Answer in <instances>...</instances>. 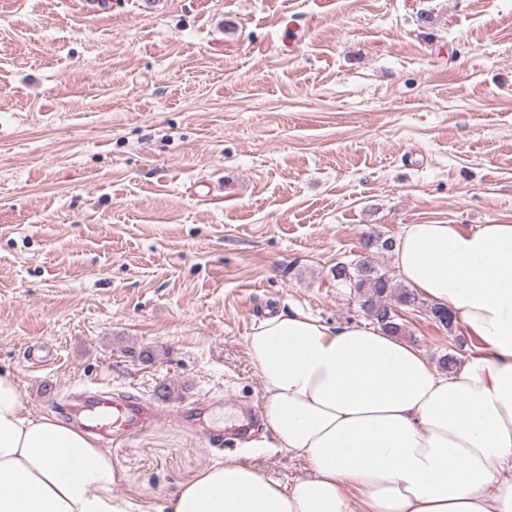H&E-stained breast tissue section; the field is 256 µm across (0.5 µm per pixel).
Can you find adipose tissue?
<instances>
[{
    "label": "adipose tissue",
    "instance_id": "obj_1",
    "mask_svg": "<svg viewBox=\"0 0 512 512\" xmlns=\"http://www.w3.org/2000/svg\"><path fill=\"white\" fill-rule=\"evenodd\" d=\"M394 263L475 338L454 370L378 326L264 318L246 338L264 421L307 474L229 460L153 512H512V224H409ZM119 479L105 448L35 414L0 370V512H133Z\"/></svg>",
    "mask_w": 512,
    "mask_h": 512
}]
</instances>
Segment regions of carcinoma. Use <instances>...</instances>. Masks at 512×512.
<instances>
[{"mask_svg": "<svg viewBox=\"0 0 512 512\" xmlns=\"http://www.w3.org/2000/svg\"><path fill=\"white\" fill-rule=\"evenodd\" d=\"M333 277L336 284L353 291L367 317L391 334L400 336L405 333L398 310L418 306L420 298L417 293L395 284L388 275L378 272L364 259L337 263ZM430 316L436 325L453 330L454 316L447 308L433 304Z\"/></svg>", "mask_w": 512, "mask_h": 512, "instance_id": "1", "label": "carcinoma"}]
</instances>
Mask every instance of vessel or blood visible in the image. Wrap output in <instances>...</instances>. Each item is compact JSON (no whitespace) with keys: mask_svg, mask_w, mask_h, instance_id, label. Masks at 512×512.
<instances>
[{"mask_svg":"<svg viewBox=\"0 0 512 512\" xmlns=\"http://www.w3.org/2000/svg\"><path fill=\"white\" fill-rule=\"evenodd\" d=\"M156 414L149 401L100 391L87 396L82 405L81 430L106 442L143 431Z\"/></svg>","mask_w":512,"mask_h":512,"instance_id":"obj_1","label":"vessel or blood"}]
</instances>
